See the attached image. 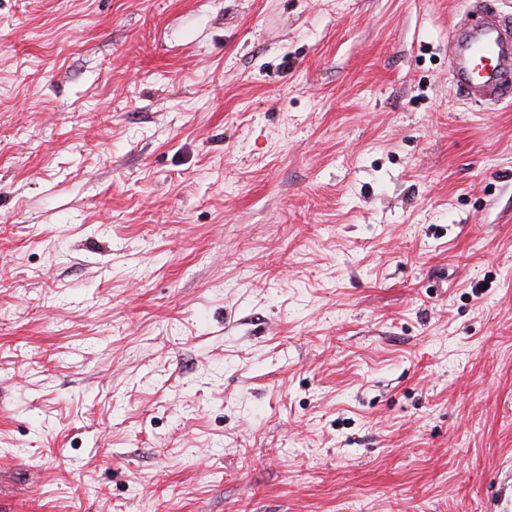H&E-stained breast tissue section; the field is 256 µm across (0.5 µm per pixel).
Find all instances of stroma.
I'll list each match as a JSON object with an SVG mask.
<instances>
[{
  "label": "stroma",
  "mask_w": 512,
  "mask_h": 512,
  "mask_svg": "<svg viewBox=\"0 0 512 512\" xmlns=\"http://www.w3.org/2000/svg\"><path fill=\"white\" fill-rule=\"evenodd\" d=\"M468 4L0 0V512H503Z\"/></svg>",
  "instance_id": "stroma-1"
}]
</instances>
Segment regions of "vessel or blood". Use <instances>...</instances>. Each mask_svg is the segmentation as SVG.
<instances>
[{
    "label": "vessel or blood",
    "mask_w": 512,
    "mask_h": 512,
    "mask_svg": "<svg viewBox=\"0 0 512 512\" xmlns=\"http://www.w3.org/2000/svg\"><path fill=\"white\" fill-rule=\"evenodd\" d=\"M448 69L460 95L493 110L512 100V17L473 0L448 30Z\"/></svg>",
    "instance_id": "b4317fda"
}]
</instances>
